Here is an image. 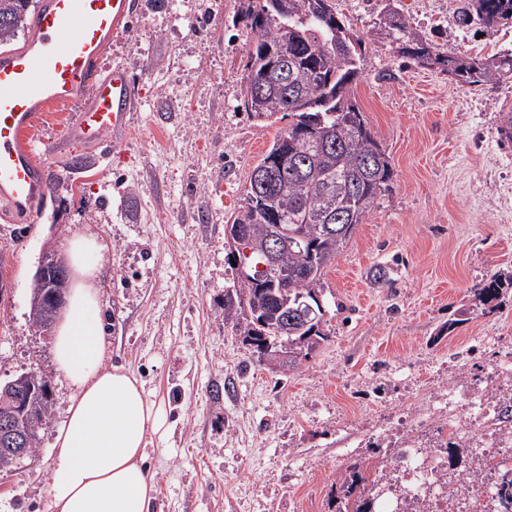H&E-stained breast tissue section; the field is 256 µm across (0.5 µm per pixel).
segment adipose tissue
<instances>
[{
    "mask_svg": "<svg viewBox=\"0 0 512 512\" xmlns=\"http://www.w3.org/2000/svg\"><path fill=\"white\" fill-rule=\"evenodd\" d=\"M103 249L89 235L67 242L73 275L53 329L52 353L70 394L67 415L56 429L50 512H152L157 493L147 445L164 431L166 412L133 373L104 365L97 315V259Z\"/></svg>",
    "mask_w": 512,
    "mask_h": 512,
    "instance_id": "obj_1",
    "label": "adipose tissue"
}]
</instances>
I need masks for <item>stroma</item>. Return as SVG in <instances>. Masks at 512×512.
I'll return each instance as SVG.
<instances>
[{"instance_id":"obj_1","label":"stroma","mask_w":512,"mask_h":512,"mask_svg":"<svg viewBox=\"0 0 512 512\" xmlns=\"http://www.w3.org/2000/svg\"><path fill=\"white\" fill-rule=\"evenodd\" d=\"M364 36L351 96L394 178L325 271L327 339L299 368L260 364L225 319L237 271L225 225L254 167L289 119L240 106L251 33L240 0H169L137 12L103 66L124 63L144 97L111 158L63 136L66 107L35 129L54 137L49 175L73 158L71 191L49 192L38 223L0 221V381L51 374L52 424L37 454L0 472V512H48L57 424L69 389L55 373L51 333L29 322L30 289L47 250L76 234L99 257L106 366L132 371L162 399L168 432L152 439L154 512H334L348 466L385 462L398 475L408 439L448 420V385H478L491 359L512 360V288L494 313L451 325L491 276L512 270V156L496 144L512 83L467 85L406 66L377 32L385 0H334ZM410 27L455 57L512 48V27L459 29L457 0H401ZM388 271L379 287L372 270Z\"/></svg>"}]
</instances>
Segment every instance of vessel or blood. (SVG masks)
Wrapping results in <instances>:
<instances>
[{"label":"vessel or blood","instance_id":"vessel-or-blood-1","mask_svg":"<svg viewBox=\"0 0 512 512\" xmlns=\"http://www.w3.org/2000/svg\"><path fill=\"white\" fill-rule=\"evenodd\" d=\"M138 10L137 0H41L23 48L0 52V203L36 222L49 182L35 152L54 138L27 137L42 112L71 103L66 135L102 148L121 145L140 103V82L122 64L102 68L105 49Z\"/></svg>","mask_w":512,"mask_h":512}]
</instances>
